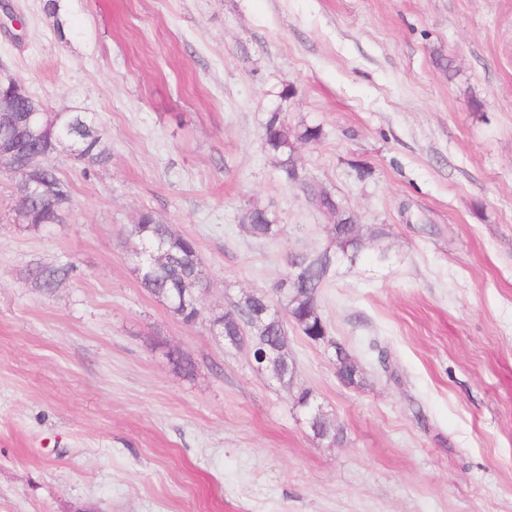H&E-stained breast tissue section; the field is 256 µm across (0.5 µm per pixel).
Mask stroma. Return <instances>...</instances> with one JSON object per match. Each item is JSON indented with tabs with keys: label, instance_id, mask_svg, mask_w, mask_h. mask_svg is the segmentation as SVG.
Masks as SVG:
<instances>
[{
	"label": "stroma",
	"instance_id": "obj_1",
	"mask_svg": "<svg viewBox=\"0 0 512 512\" xmlns=\"http://www.w3.org/2000/svg\"><path fill=\"white\" fill-rule=\"evenodd\" d=\"M7 2L0 81L93 117L109 160L50 157L72 202L36 228L0 172V512H512V0H63L62 40L43 0ZM273 112L323 132L301 177L387 233L319 300L361 387L296 324L286 385L210 327L332 244L262 145ZM145 209L197 244L196 323L138 282ZM246 210L250 211L253 216V223L247 224L249 225L248 233L252 237L269 238L281 231L279 224H276V219L266 209L253 206Z\"/></svg>",
	"mask_w": 512,
	"mask_h": 512
}]
</instances>
